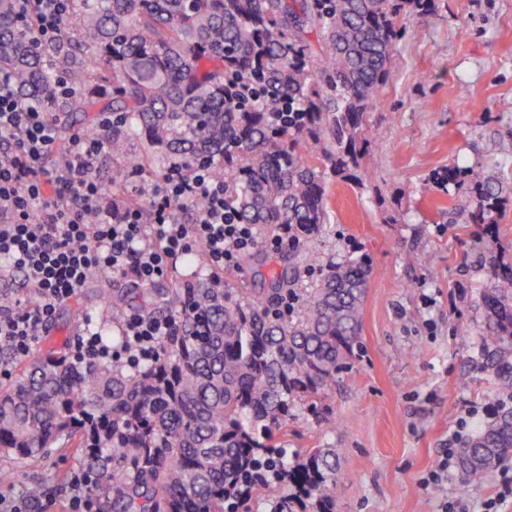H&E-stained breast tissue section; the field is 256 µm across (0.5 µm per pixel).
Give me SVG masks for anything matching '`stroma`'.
<instances>
[{"label": "stroma", "mask_w": 512, "mask_h": 512, "mask_svg": "<svg viewBox=\"0 0 512 512\" xmlns=\"http://www.w3.org/2000/svg\"><path fill=\"white\" fill-rule=\"evenodd\" d=\"M401 16L406 33L367 115L378 139L352 175H327L328 222L309 243L322 263L372 264L358 345L319 417L295 410L288 453L335 449V512H441L460 499L481 512L501 489L500 470L466 485L455 471L445 483L423 484L449 441L472 433L506 398L481 356L478 227L452 221L454 195L436 175L459 166L502 184L484 240L512 262V0H426ZM462 82L465 98L457 94ZM288 256L257 247L251 263L225 272L224 285L265 292ZM125 287L106 275L81 288L39 347L70 340L87 318L111 332L103 299ZM81 465L66 448L44 459L0 452V471L13 475L0 495H24L38 482L47 512H68L56 475Z\"/></svg>", "instance_id": "1"}]
</instances>
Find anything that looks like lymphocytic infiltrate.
Wrapping results in <instances>:
<instances>
[{"label": "lymphocytic infiltrate", "mask_w": 512, "mask_h": 512, "mask_svg": "<svg viewBox=\"0 0 512 512\" xmlns=\"http://www.w3.org/2000/svg\"><path fill=\"white\" fill-rule=\"evenodd\" d=\"M11 2L32 44L44 48L59 41L71 0ZM103 149L101 139L82 132L57 145L50 112L22 96L10 72L0 71V260L22 273L28 290L27 298L0 305L1 348L26 354L56 311L94 276L147 287L200 249L215 281L258 244L279 251L297 241L291 229L264 238L255 225L243 223L207 168L148 185V210L113 206L93 177ZM198 198L203 207L192 222H183L181 204ZM176 324L172 314H128L118 326L116 351L86 324L71 355L79 363L121 360L137 368L155 360Z\"/></svg>", "instance_id": "obj_1"}]
</instances>
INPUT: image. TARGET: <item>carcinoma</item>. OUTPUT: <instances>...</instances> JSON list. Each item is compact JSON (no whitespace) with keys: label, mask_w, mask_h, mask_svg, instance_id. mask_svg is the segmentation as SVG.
<instances>
[{"label":"carcinoma","mask_w":512,"mask_h":512,"mask_svg":"<svg viewBox=\"0 0 512 512\" xmlns=\"http://www.w3.org/2000/svg\"><path fill=\"white\" fill-rule=\"evenodd\" d=\"M76 19L59 42L29 45L9 0H0V70L19 90L62 116L79 113L101 134L112 113L114 167L106 191L126 177H162L175 167H211L241 219L263 236L300 230L309 288L281 274L262 294L176 284L140 311L178 315L157 360L136 369L74 365L68 348L18 358L0 389V451L39 458L74 448L97 478V512H249L255 495L271 512H333L336 451L315 448L288 462V420L318 401L349 365L372 269L363 261L321 265L304 246L326 223L316 162L343 174L376 143L366 114L379 99L400 30L395 0H72ZM263 79L251 103L229 82ZM62 77L74 89L46 95ZM303 122L274 129L268 112L282 98ZM443 187L468 183L455 213L492 224L499 186L472 168L438 173ZM481 289L486 369L512 395V264L488 252ZM512 459V403L460 448L464 484ZM301 510H295V505Z\"/></svg>","instance_id":"obj_1"}]
</instances>
